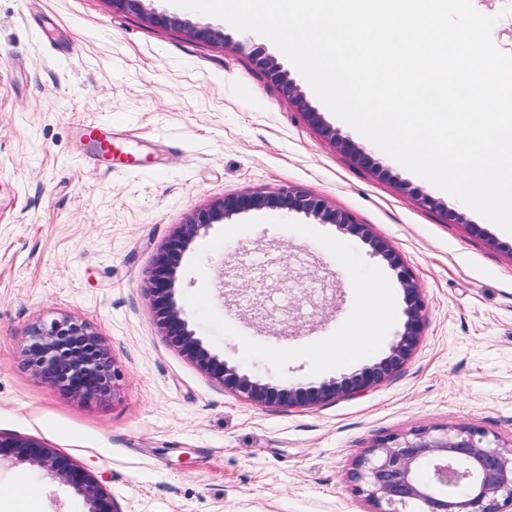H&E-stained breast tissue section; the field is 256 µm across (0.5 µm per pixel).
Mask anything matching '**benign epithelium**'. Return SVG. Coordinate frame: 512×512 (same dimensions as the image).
<instances>
[{
    "mask_svg": "<svg viewBox=\"0 0 512 512\" xmlns=\"http://www.w3.org/2000/svg\"><path fill=\"white\" fill-rule=\"evenodd\" d=\"M251 57L255 66L295 101L300 114L334 141L341 152L360 167L388 176L367 149L323 121L265 46H254ZM262 209L296 212L319 224H334L368 244L372 253L396 272L403 291L405 321L387 356L348 376L318 384L262 383L220 360L188 328L173 298L183 251L200 231ZM148 289L163 328L184 355L224 388L256 405L317 406L361 394L391 377L410 358L426 328L422 289L413 270L390 242L376 235L370 225L358 223L350 213L297 186L276 192L226 195L213 207L196 213L161 250ZM26 352L37 376L50 386L65 388L78 399L102 397L115 377L98 337L86 326L68 319H54L38 327ZM5 456L51 472L86 500L88 512H116L98 481L50 449L28 439L0 434V458ZM351 479L355 492L374 507L372 512H505L506 507H512V448L492 442L475 428L415 429L379 440L356 461Z\"/></svg>",
    "mask_w": 512,
    "mask_h": 512,
    "instance_id": "benign-epithelium-1",
    "label": "benign epithelium"
}]
</instances>
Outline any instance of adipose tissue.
<instances>
[{"mask_svg": "<svg viewBox=\"0 0 512 512\" xmlns=\"http://www.w3.org/2000/svg\"><path fill=\"white\" fill-rule=\"evenodd\" d=\"M353 292L362 304L360 326L353 335L325 339L314 354L318 371L333 369L343 358H356L366 349L377 346L382 339V322L392 310L390 295L378 281L354 284Z\"/></svg>", "mask_w": 512, "mask_h": 512, "instance_id": "ef3b65f1", "label": "adipose tissue"}]
</instances>
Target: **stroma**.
I'll use <instances>...</instances> for the list:
<instances>
[{
	"label": "stroma",
	"mask_w": 512,
	"mask_h": 512,
	"mask_svg": "<svg viewBox=\"0 0 512 512\" xmlns=\"http://www.w3.org/2000/svg\"><path fill=\"white\" fill-rule=\"evenodd\" d=\"M512 55V0H472ZM204 43L113 11L109 0H0V434L30 438L95 475L116 512H369L349 480L377 439L475 427L512 445V237L380 149L383 179L341 154L255 68L261 35L214 19ZM110 123L141 165L103 174L79 130ZM300 185L389 240L426 302L424 335L381 385L313 408L258 406L166 336L146 288L180 224L224 195ZM430 205H423V198ZM461 214L448 223L443 209ZM382 280L395 312L374 350L317 373L347 335L350 287ZM174 301L228 365L262 381L318 382L385 357L405 321L395 272L359 238L263 209L202 231ZM85 324L116 374L83 401L34 375L41 323ZM30 512H87L44 470Z\"/></svg>",
	"instance_id": "obj_1"
}]
</instances>
